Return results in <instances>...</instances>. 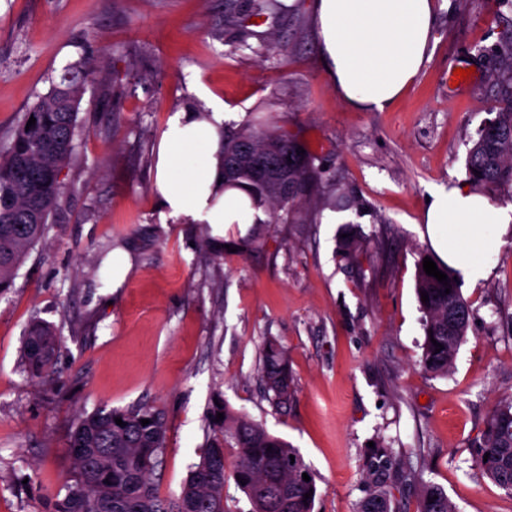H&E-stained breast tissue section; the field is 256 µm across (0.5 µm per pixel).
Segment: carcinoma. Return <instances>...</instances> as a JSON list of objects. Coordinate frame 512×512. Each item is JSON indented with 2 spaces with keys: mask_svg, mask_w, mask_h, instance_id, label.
Wrapping results in <instances>:
<instances>
[{
  "mask_svg": "<svg viewBox=\"0 0 512 512\" xmlns=\"http://www.w3.org/2000/svg\"><path fill=\"white\" fill-rule=\"evenodd\" d=\"M250 15L271 16L280 9L278 0H249ZM108 50L68 67L60 81L39 98L25 114L14 136L0 146V292L14 282L29 248L44 236L48 220L57 210L65 171L74 152L80 105L89 85L101 77ZM495 65L491 80L496 88L495 117L483 126L468 149L469 180L494 190L512 187V38L492 50ZM35 125L29 127V118ZM251 152L242 151L243 144ZM300 143L282 130L256 131L250 124L224 127V185L243 189L256 210L268 219L255 218L254 235L234 244L246 253L261 238L263 224L288 218L299 220L304 198L321 193V172L310 153L297 154ZM272 163L280 169L277 180L256 176L255 165ZM334 209L356 205L344 190L325 199ZM427 253H419L416 295L425 292L429 301L419 302L424 313L423 369L446 374L454 365L458 347L465 341L470 306L458 282L445 266L447 284L423 269ZM450 293H445V290ZM444 346L435 352L433 342ZM58 351L53 329L37 324L27 333L23 358L29 371L49 381ZM262 380L266 393L280 407L294 396L286 360L276 341L262 349ZM224 419L216 421L217 413ZM121 419L124 425L116 424ZM150 423L143 426L141 420ZM164 414L151 406L98 409L79 417L70 433L69 451L73 472L64 477L67 493L54 503L52 512H229L227 489L234 484L243 492L250 512H313L316 489L299 451L267 432L259 423L230 411L224 401L213 405L204 452L191 468L180 493L161 497L152 481L166 442ZM237 452L229 463L228 449ZM401 463L391 448H377L367 466V496L357 512H391V473ZM482 475L512 495V400L499 404L490 414L476 459ZM244 483H239V480ZM434 502H429V499ZM418 512H457L456 505L434 484L422 485Z\"/></svg>",
  "mask_w": 512,
  "mask_h": 512,
  "instance_id": "carcinoma-1",
  "label": "carcinoma"
}]
</instances>
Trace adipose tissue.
<instances>
[{"label":"adipose tissue","instance_id":"obj_1","mask_svg":"<svg viewBox=\"0 0 512 512\" xmlns=\"http://www.w3.org/2000/svg\"><path fill=\"white\" fill-rule=\"evenodd\" d=\"M321 55L341 99L370 111L389 108L418 77L434 32V0H315ZM224 115L177 112L159 144L154 187L171 218L186 224L251 223L247 193L225 188L221 133ZM202 151L196 171L189 151ZM426 234L439 259L475 284L489 274L512 211L493 206L462 186L435 190L425 215Z\"/></svg>","mask_w":512,"mask_h":512}]
</instances>
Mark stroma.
Here are the masks:
<instances>
[{"mask_svg": "<svg viewBox=\"0 0 512 512\" xmlns=\"http://www.w3.org/2000/svg\"><path fill=\"white\" fill-rule=\"evenodd\" d=\"M435 8L416 81L389 109L366 112L330 82L312 0L255 22L247 0H0V143L67 65L109 52L81 103L58 209L0 294V512H50L73 469L71 425L101 407L164 412L153 482L161 496L179 494L218 398L300 451L315 476L314 512H356L373 444L404 454L393 512H417L424 481L457 512H512V496L475 466L491 411L512 399V240L490 258L487 280L461 288L472 314L448 374L420 366L415 293L418 255L431 249L430 192L468 184L467 151L494 116L480 51L512 36V0ZM275 40L288 54L269 50ZM454 66L474 68L475 81L449 87ZM178 111L287 131L315 154L325 185L349 190L360 207L314 198L305 223L267 225L247 254L206 252L204 239L253 227L168 217L155 162ZM345 234L361 245L349 259L337 254ZM115 253L126 274L107 288ZM35 323L61 340L49 388L22 362ZM268 339L282 347L295 389L285 408L264 392Z\"/></svg>", "mask_w": 512, "mask_h": 512, "instance_id": "1", "label": "stroma"}]
</instances>
